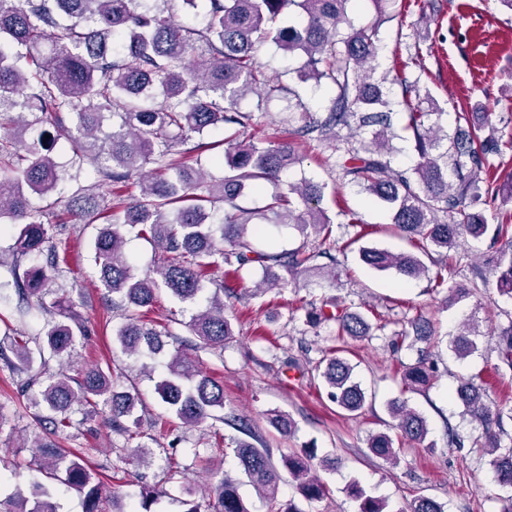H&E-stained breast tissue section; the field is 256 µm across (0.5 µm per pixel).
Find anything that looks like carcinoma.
Masks as SVG:
<instances>
[{"label":"carcinoma","instance_id":"obj_1","mask_svg":"<svg viewBox=\"0 0 512 512\" xmlns=\"http://www.w3.org/2000/svg\"><path fill=\"white\" fill-rule=\"evenodd\" d=\"M200 27H187L175 19L176 6H197V0H0V224L17 227L12 261L0 254V269L9 277L0 280V305L11 307L18 324L7 327L8 341L0 342V361L20 377L24 395L44 410L39 426L31 432L29 447L38 460V471L83 495L86 512H107L102 483L76 452L61 446L70 438L71 413L80 406L86 414L107 412L108 420L134 415L140 401L136 391H117L119 375L96 365L79 379L49 362L70 356L86 335L76 302L67 297L47 299L52 285L68 264L67 240L55 233L51 210L38 204L56 191L63 165L52 156L61 139L73 145L69 169L78 177L83 168L94 182L77 188L64 205L71 224H91L104 218L91 243L92 263L105 290L104 297L119 296L124 320L113 327V341L128 356H156L163 352L160 332L144 322L141 309L153 305L165 289L193 307L187 324L204 348L223 349L234 336L233 316L224 305V282L208 279L212 269L242 278V271L256 270L257 291L280 288L286 278L313 269L320 257L330 261L324 275L336 283V239L331 219L321 207L326 185L307 177L283 182L281 176L303 163L297 143H333L349 130L338 158L339 176L360 187L374 201L386 205L391 224L413 247L392 253L362 246L359 259L380 270H393L406 279L426 278L433 290L447 289L446 302L456 304L478 291L471 286L448 284V259L460 263L463 255L450 256L461 238L480 240L487 234L507 238L494 268L497 291L512 298V225L490 227L484 210L496 197L512 202V177L482 200L481 175L489 170V156L512 150V139L487 136L459 127L453 137L431 122L432 112L423 99L404 100L406 124L420 160L397 171L391 167L393 130L390 100L381 83L372 79V61L380 50L384 23L381 4L377 14L359 28L343 33L351 0H203ZM286 12L303 16L298 26H276ZM273 42L290 55L305 58L298 71L301 81H325L336 89L325 112L305 110L292 129L295 140L255 142L241 138V130L263 113L264 101L284 92L278 74L257 60L262 45ZM257 95L255 110L240 112L235 104L243 96ZM224 131V139L198 143L181 152L191 135ZM49 139H44V136ZM222 146L225 159L209 163L223 168L216 177L202 167V154ZM454 179H448V169ZM141 174L139 193L118 198L110 206L94 189L104 183H127ZM263 184L273 188L262 210L240 205L245 191ZM223 204L224 216L208 212L204 203ZM264 224H287L305 238L314 237L311 249L282 251L255 248L250 237ZM137 230L163 260L138 272L124 253L126 234ZM438 259H433V255ZM436 267L431 270L425 259ZM215 291L202 307L205 283ZM307 323L314 327L333 323L337 335L366 338L384 325L350 305L334 299L321 306L305 302ZM472 326L463 325L451 341L456 358L463 360L478 345ZM431 321L417 317L410 329L398 334L396 349L432 344ZM499 361L512 368V324L497 333ZM165 372L155 391L168 413L182 424L199 427L210 420L224 421V385L199 368V362L180 349L167 354ZM328 400L348 417H358L368 405V395L353 380V366L334 348L323 351L314 366ZM438 372L429 353L420 350L417 362L407 367L402 384L414 390ZM455 396L465 412L482 427L474 446L489 456L496 482L512 488V446L502 444L495 428L501 426L504 408L487 401L482 383L472 376L459 381ZM385 429L366 438L369 451L395 466L403 445L421 444L428 435L426 420L408 400L396 397L387 403ZM268 423L283 435L292 433L290 414L274 410ZM238 468L257 495L268 503L267 512H304L295 501L277 499L280 470L288 472L301 497L311 503L330 494L317 472L334 470L338 459L318 457L311 445L280 455L258 448L239 437L229 438ZM240 481L222 476L211 487L214 503L203 511L188 501L185 512H251L239 493ZM347 495L359 501L358 512H445L432 497L420 495L393 511L386 501L366 494L356 480ZM0 512H57L49 488L34 482L29 490L18 488Z\"/></svg>","mask_w":512,"mask_h":512}]
</instances>
